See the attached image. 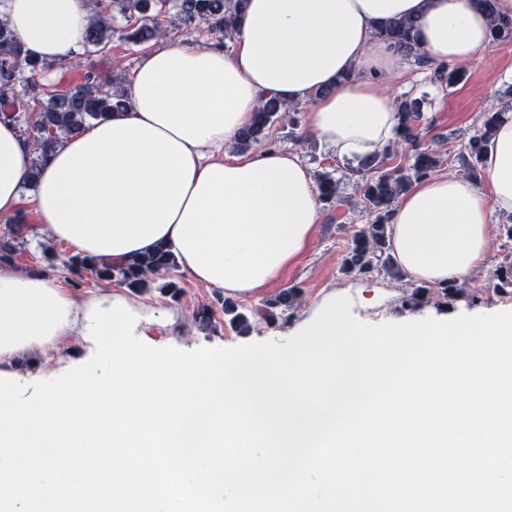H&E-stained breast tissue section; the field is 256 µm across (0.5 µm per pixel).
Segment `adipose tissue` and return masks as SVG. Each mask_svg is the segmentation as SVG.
<instances>
[{
  "instance_id": "adipose-tissue-1",
  "label": "adipose tissue",
  "mask_w": 512,
  "mask_h": 512,
  "mask_svg": "<svg viewBox=\"0 0 512 512\" xmlns=\"http://www.w3.org/2000/svg\"><path fill=\"white\" fill-rule=\"evenodd\" d=\"M92 0H7L5 21L45 61L76 58ZM414 20L431 61L468 64L491 41L476 0H249L235 48L179 43L143 55L127 108L88 123L49 156L32 204L44 241L130 262L163 246L194 280L247 295L295 263L322 219L316 184L296 154L227 157L262 101L308 107L306 132L340 159L381 154L396 139L393 89L402 60L375 39L388 20ZM31 140L0 119V216L21 213ZM483 187L453 174L417 181L388 229L403 278L469 284L484 265L492 217L512 213V118L481 162ZM89 303L39 272L0 268V372L32 349L50 355L81 336Z\"/></svg>"
}]
</instances>
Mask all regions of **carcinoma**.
<instances>
[{"label":"carcinoma","mask_w":512,"mask_h":512,"mask_svg":"<svg viewBox=\"0 0 512 512\" xmlns=\"http://www.w3.org/2000/svg\"><path fill=\"white\" fill-rule=\"evenodd\" d=\"M171 4L174 16L182 24L215 41L218 47L233 41L232 21L245 7L246 0H94L93 19L85 34L84 45L98 48L112 39L113 5H118L126 21L122 38L133 44H141L161 38L167 33V19L162 17L163 6ZM492 20V39L512 40V16L503 13L499 0H481ZM413 21L393 19L378 29L377 38L393 43L401 56L411 55L410 29ZM47 62L34 58L16 34L0 19V114L4 108L14 107L8 119L24 123L23 132L32 138L36 157L28 176V184L38 179L45 157L64 139L79 134L85 125L113 112L126 108L123 89L109 79L88 74L74 87L59 88L39 82ZM465 70L449 69L443 65L434 70V80L449 87L461 83ZM32 97L35 107L29 108L24 98ZM425 98L406 99L399 105L400 130L394 145L379 156L359 160L355 169L357 179L354 190L357 204L369 216L368 224L355 230L342 259V271L348 275H367L383 272L393 278H401L398 267L389 253L388 223L393 208L401 196L413 184L431 176L440 166V159L424 148L423 104ZM296 106H286L274 100L264 102L254 114L252 123L237 138L242 151L261 143L265 131L275 124L295 128L300 122ZM502 112L490 107L483 114L480 134L472 137L458 156L461 166L472 177L479 175L484 146L488 142ZM407 151V164L387 168L385 160L395 149ZM319 199L330 206L341 201L340 181L327 172L315 176ZM71 273L80 276L90 273L99 280H117L135 292L148 286L151 278L165 276L169 281L159 287L160 293L177 298L179 289L172 280L177 268L176 257L167 249L159 248L129 263H114L109 259L74 253L64 261ZM497 291L512 288V261L506 259L494 273ZM298 290L286 288L273 298L263 301L257 315L266 323L286 322L296 309ZM224 315L229 324L240 330L251 328L250 318L231 301H224Z\"/></svg>","instance_id":"carcinoma-1"}]
</instances>
